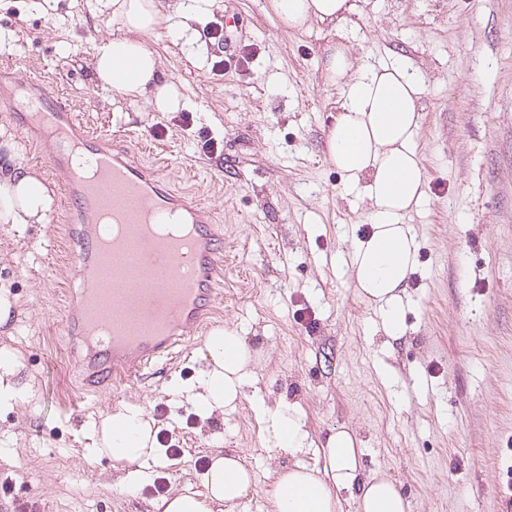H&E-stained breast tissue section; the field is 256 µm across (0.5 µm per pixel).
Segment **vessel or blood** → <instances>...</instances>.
<instances>
[{"label": "vessel or blood", "mask_w": 512, "mask_h": 512, "mask_svg": "<svg viewBox=\"0 0 512 512\" xmlns=\"http://www.w3.org/2000/svg\"><path fill=\"white\" fill-rule=\"evenodd\" d=\"M26 96L0 92V112L21 115L23 132L52 128L43 154L46 178H62L68 219L83 221L74 256L82 288L63 329L72 346L86 345L77 376L94 393L137 378L171 355L175 346L205 330L223 286L224 230L211 209L174 190L128 146L86 132L69 98L41 81L24 80ZM96 169L90 183L71 166L74 144ZM111 206L126 237L105 240L88 217ZM180 212L190 240L156 239L153 229Z\"/></svg>", "instance_id": "1"}]
</instances>
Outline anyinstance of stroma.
<instances>
[{
    "instance_id": "stroma-1",
    "label": "stroma",
    "mask_w": 512,
    "mask_h": 512,
    "mask_svg": "<svg viewBox=\"0 0 512 512\" xmlns=\"http://www.w3.org/2000/svg\"><path fill=\"white\" fill-rule=\"evenodd\" d=\"M348 43L369 63L408 65L423 82L416 148L425 200L407 216L419 243L407 288L405 336L388 344L378 313L346 265L372 209L328 162L325 138L339 92L317 68L334 36L284 27L269 0H191L205 51L172 24L146 35L187 99L158 112L114 98L93 78L110 37L96 0H0V88L44 74L90 131L123 135L141 161L197 196L224 226V294L216 326L245 337L255 381L235 410L201 418L166 387L195 385L203 336L170 363L102 394L72 376L77 349L60 318L76 281L64 252L65 197L42 224H0V355L13 358L20 400L0 407V512H153L157 495L120 493L106 455L90 456L97 423L136 407L156 445L179 446L153 476L167 491L201 490L198 461L233 451L258 476L238 512H274L264 475L271 454L252 408L295 402L314 439L343 426L362 443L365 473L398 482L408 512H512V0H356ZM241 63L215 69L211 30L225 13ZM222 141L204 152L205 137Z\"/></svg>"
}]
</instances>
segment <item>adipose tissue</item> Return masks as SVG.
Here are the masks:
<instances>
[{"mask_svg": "<svg viewBox=\"0 0 512 512\" xmlns=\"http://www.w3.org/2000/svg\"><path fill=\"white\" fill-rule=\"evenodd\" d=\"M117 32L100 40L93 71L114 95L151 97L160 112L177 111L181 95L164 79L162 61L143 42L165 21L181 32L196 30L197 16L183 0H100ZM281 23L293 30L327 24L343 32L354 27L353 0H271ZM320 72L325 86L340 93L338 114L328 130L329 161L345 173L349 188L359 190L372 207L370 233L355 240L349 271L356 290L376 308L380 327L391 341L405 336L407 288L417 270L418 241L405 218L424 196L425 172L415 147L420 129L423 85L401 64L375 66L359 60L342 42L326 47ZM53 203L49 186L8 155L0 165V224L44 223ZM208 359L196 386L170 382L168 391L187 397L201 417L235 407L242 387L256 372L245 337L216 329L204 341ZM257 422L270 450L294 456L291 465L268 472L275 512H337L342 497L355 499L358 512H407L399 487L383 476L365 475L364 453L346 428L312 438L298 404L257 400ZM102 451L125 466V493L136 494L148 471L162 456L151 442V426L142 410L128 408L102 425ZM314 455L313 462L302 459ZM257 475L240 455L216 451L203 474L204 493L183 491L154 502V512H236L256 484Z\"/></svg>", "mask_w": 512, "mask_h": 512, "instance_id": "1", "label": "adipose tissue"}]
</instances>
